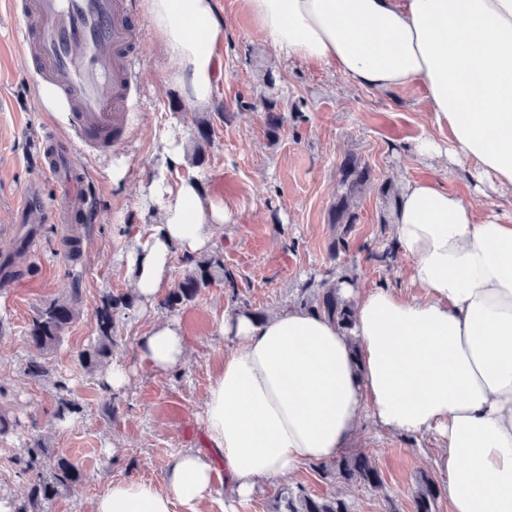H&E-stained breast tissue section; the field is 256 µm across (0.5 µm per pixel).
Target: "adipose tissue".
I'll return each instance as SVG.
<instances>
[{
	"label": "adipose tissue",
	"instance_id": "ef3b65f1",
	"mask_svg": "<svg viewBox=\"0 0 512 512\" xmlns=\"http://www.w3.org/2000/svg\"><path fill=\"white\" fill-rule=\"evenodd\" d=\"M277 56L334 67L351 86L382 93L423 86L430 121L447 145L417 154L471 168L482 195L512 191V0H243ZM168 78L207 107L224 40L216 0H144ZM158 229L135 258L141 300L157 299L175 252L212 245L229 222L223 202L194 177L138 185ZM392 234L409 263L406 296L380 287L351 298L339 330L300 307L264 319L225 314L231 339L202 414L209 456H175L163 486L110 485L92 512H198L217 476L236 512L262 482L330 461L351 447L363 418L380 429L435 436L451 512H512V224L476 221L460 195L429 180L405 182ZM139 358L157 372L184 361L186 341L153 325Z\"/></svg>",
	"mask_w": 512,
	"mask_h": 512
}]
</instances>
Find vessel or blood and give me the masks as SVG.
I'll return each instance as SVG.
<instances>
[{"label": "vessel or blood", "mask_w": 512, "mask_h": 512, "mask_svg": "<svg viewBox=\"0 0 512 512\" xmlns=\"http://www.w3.org/2000/svg\"><path fill=\"white\" fill-rule=\"evenodd\" d=\"M27 53L35 62L32 83L55 85L70 106L74 136L46 137L40 166L62 187L64 205L46 204L33 186L15 205L12 221L78 224L89 211L84 159L115 144L132 118L130 61L137 29L126 0H26L20 13Z\"/></svg>", "instance_id": "vessel-or-blood-1"}]
</instances>
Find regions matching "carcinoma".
Here are the masks:
<instances>
[{
	"label": "carcinoma",
	"mask_w": 512,
	"mask_h": 512,
	"mask_svg": "<svg viewBox=\"0 0 512 512\" xmlns=\"http://www.w3.org/2000/svg\"><path fill=\"white\" fill-rule=\"evenodd\" d=\"M267 111V133L275 137L280 131L285 116L280 112L278 101L273 98L264 100ZM211 139L210 125L204 123L197 129L193 149L195 163L205 160L204 145ZM371 169L360 158L348 157L340 166L336 182V201L333 205L332 222L342 228L334 241L329 258L335 262L346 252L345 237L352 224L356 223L355 207L365 189L371 184ZM193 270L184 274L177 287L171 289L161 301L169 311H175L182 304L194 299L199 292L217 281L233 285L235 276L232 270L216 256L200 257L191 260ZM330 277L320 280L312 277L303 286L300 307L308 312L327 317L336 326L347 331L353 324V305L342 297L339 282L346 275L339 272V266L329 271ZM81 299V290L68 288L45 308L41 309L29 326L27 341L38 356L27 363V372L33 377H46L50 374L48 362L44 355L49 353L60 340L63 330L75 319L77 305ZM135 298L128 295L110 297L98 312L99 335L95 345L81 355V365L92 372L104 366L112 355V312L124 307H133ZM82 412V405L74 399L62 396L58 400L57 419L64 422ZM45 444L39 438L30 440L23 449L19 462L23 470L31 474V486L28 500L16 509V512H43V504L53 499L58 493L78 482V468L66 459H60L54 465L53 473L45 478L42 475ZM318 470L327 477L346 485L362 484L379 488L383 485L381 474L372 459L363 452L346 453L336 460L318 465ZM440 495L437 484L426 479L415 494V512H433L436 499ZM284 512H351V506L345 497H315L305 489L288 491L283 497Z\"/></svg>",
	"instance_id": "carcinoma-1"
}]
</instances>
